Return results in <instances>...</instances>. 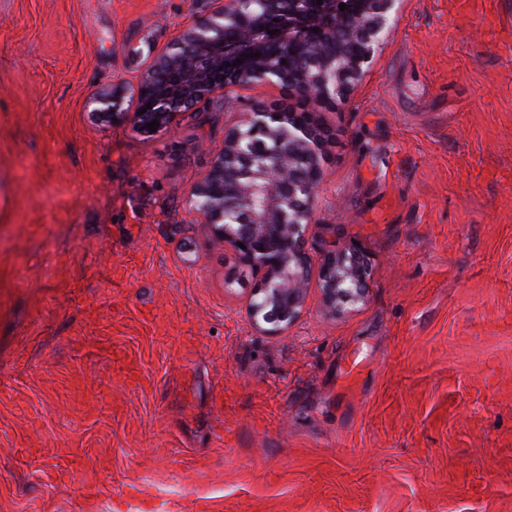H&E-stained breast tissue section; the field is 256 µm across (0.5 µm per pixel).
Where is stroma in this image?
<instances>
[{
  "label": "stroma",
  "instance_id": "1",
  "mask_svg": "<svg viewBox=\"0 0 512 512\" xmlns=\"http://www.w3.org/2000/svg\"><path fill=\"white\" fill-rule=\"evenodd\" d=\"M213 7L0 0V512H512V0H397L318 111L312 273L275 331L189 197L294 93L149 137L87 106ZM351 241L370 287L333 309ZM351 256H360V250L353 243L346 245L337 253L336 250L326 253L321 263L319 275L323 283L326 280V302L333 309H336V288H352L354 284H364L365 280L368 286L367 263L352 262L350 266L345 265L351 260Z\"/></svg>",
  "mask_w": 512,
  "mask_h": 512
}]
</instances>
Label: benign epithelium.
Wrapping results in <instances>:
<instances>
[{
	"label": "benign epithelium",
	"mask_w": 512,
	"mask_h": 512,
	"mask_svg": "<svg viewBox=\"0 0 512 512\" xmlns=\"http://www.w3.org/2000/svg\"><path fill=\"white\" fill-rule=\"evenodd\" d=\"M243 3L244 0H214L212 11L184 29L172 51L163 55L146 73L131 105H125V93L121 90L98 93L90 100L94 105L93 115L106 122L118 119L131 125L137 133L151 136L153 132L146 127L151 121L159 122L161 131L181 113L194 110L216 95L230 102L227 88L237 84L238 78L247 72V54L261 51L254 40V28L259 27L264 32L277 30L269 35V43L281 48L288 45L295 32H310V20L304 9L288 11L274 6L256 18L242 11ZM377 4V21L365 36L367 50L352 64L356 73L372 59L395 0H377ZM247 73L264 83L274 80L288 85L287 79L275 71ZM344 93V85L339 81L316 82L309 86V94L316 105H334L337 97ZM142 109L145 113L141 115ZM293 116V112L271 107L247 113L243 124L251 126L253 135L261 139L253 140L250 150L243 151L238 148L239 128L231 129L225 137L224 152L215 158L191 191L194 208L203 223L212 225L214 239L229 244L240 262L258 277L252 295L263 298L264 302L251 306L250 313L253 318L272 325L274 331L299 315L308 281L303 269L309 264L305 250L309 224L290 209L298 192L311 196L319 185L318 181L303 180L282 166L277 168L278 175L273 176L262 163L268 151L267 139L276 142L283 160L297 147L313 156L319 154L321 139L310 136L309 127L298 128L297 135L289 131L288 123ZM227 165L240 180L241 205L251 204L254 193L265 196L261 210L246 209L234 223L226 222L224 216V167ZM358 256L360 250L352 243L338 252L324 255L319 275L326 282V302L333 309L336 308V288L358 286L367 280L368 265L351 261Z\"/></svg>",
	"instance_id": "7a95c632"
}]
</instances>
